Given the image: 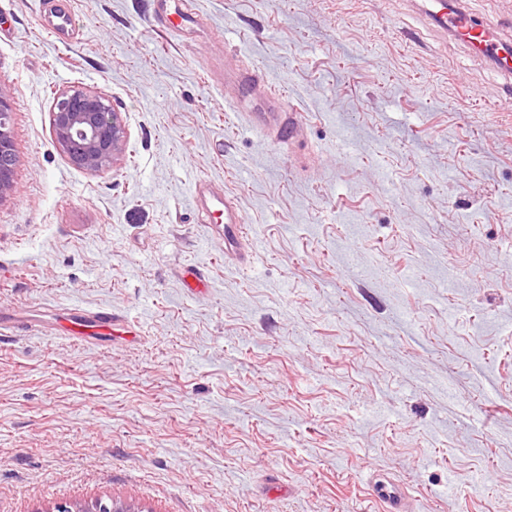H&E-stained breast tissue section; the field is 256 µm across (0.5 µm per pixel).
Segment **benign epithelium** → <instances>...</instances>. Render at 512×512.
<instances>
[{
    "label": "benign epithelium",
    "instance_id": "1",
    "mask_svg": "<svg viewBox=\"0 0 512 512\" xmlns=\"http://www.w3.org/2000/svg\"><path fill=\"white\" fill-rule=\"evenodd\" d=\"M12 97L0 89V200L17 193V165L9 125ZM51 124L56 146L75 167L100 172L121 160L128 131L107 94L65 89L54 98Z\"/></svg>",
    "mask_w": 512,
    "mask_h": 512
}]
</instances>
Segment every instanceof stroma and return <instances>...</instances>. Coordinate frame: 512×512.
Returning <instances> with one entry per match:
<instances>
[{"instance_id": "35a3bbf8", "label": "stroma", "mask_w": 512, "mask_h": 512, "mask_svg": "<svg viewBox=\"0 0 512 512\" xmlns=\"http://www.w3.org/2000/svg\"><path fill=\"white\" fill-rule=\"evenodd\" d=\"M0 0V512H512V95L424 0ZM512 38V0H464ZM262 71L300 122L238 112ZM129 132L92 173L56 92ZM220 186L247 235L197 218ZM127 334L66 337L74 309ZM12 97L0 89V201L17 193L14 172L17 165L9 125ZM51 124L56 146L79 169H109L126 150L128 131L104 92L62 90L54 98Z\"/></svg>"}]
</instances>
